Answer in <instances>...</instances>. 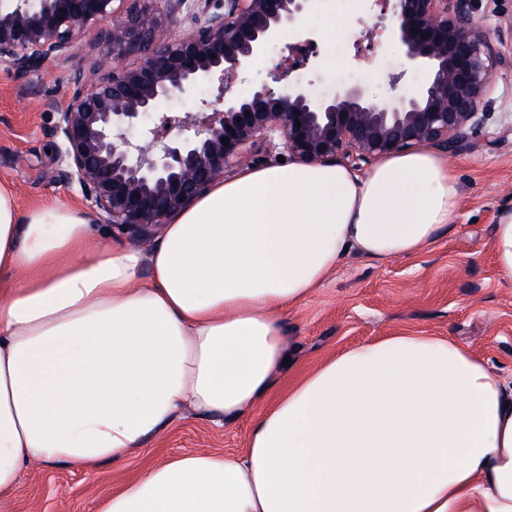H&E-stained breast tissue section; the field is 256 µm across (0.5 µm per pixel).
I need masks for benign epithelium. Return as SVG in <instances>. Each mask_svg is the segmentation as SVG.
I'll return each mask as SVG.
<instances>
[{
	"label": "benign epithelium",
	"instance_id": "obj_1",
	"mask_svg": "<svg viewBox=\"0 0 512 512\" xmlns=\"http://www.w3.org/2000/svg\"><path fill=\"white\" fill-rule=\"evenodd\" d=\"M165 2L164 10L155 3ZM498 0H374L364 38L380 33L423 75L416 94L378 100L359 85L315 93L313 81L278 62L248 94L232 91L240 68L285 36L301 34L315 0H0V63L19 76L66 60L79 36L105 25L92 79L67 78L68 100L51 104L58 178L77 187L89 214L144 240L242 164L254 147L314 165H357L393 152L435 146L453 152L484 127L499 75L512 73V26L489 34L477 3ZM186 32L176 35L170 24ZM362 38V39H364ZM357 38L354 45L362 43ZM144 53L136 65L125 63ZM210 86L190 112L161 101Z\"/></svg>",
	"mask_w": 512,
	"mask_h": 512
}]
</instances>
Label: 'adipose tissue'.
Returning <instances> with one entry per match:
<instances>
[{
    "label": "adipose tissue",
    "instance_id": "1",
    "mask_svg": "<svg viewBox=\"0 0 512 512\" xmlns=\"http://www.w3.org/2000/svg\"><path fill=\"white\" fill-rule=\"evenodd\" d=\"M460 190L419 149L215 183L150 248L0 184V503L25 471L120 463L175 419L247 417L245 448L152 466L98 512H512V383L454 340L384 336L298 370L282 314L349 253L409 257Z\"/></svg>",
    "mask_w": 512,
    "mask_h": 512
}]
</instances>
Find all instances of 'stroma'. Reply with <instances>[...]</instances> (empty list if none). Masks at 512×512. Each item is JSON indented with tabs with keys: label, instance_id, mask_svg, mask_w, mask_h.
I'll use <instances>...</instances> for the list:
<instances>
[{
	"label": "stroma",
	"instance_id": "35a3bbf8",
	"mask_svg": "<svg viewBox=\"0 0 512 512\" xmlns=\"http://www.w3.org/2000/svg\"><path fill=\"white\" fill-rule=\"evenodd\" d=\"M368 12L367 0H318L306 16L318 56L316 67L300 75L318 74L316 90L357 83L374 98L391 96L389 78L402 67L401 52L380 43L370 51L353 45L357 20ZM331 17L338 20L333 31ZM98 41V27L88 28L71 58L45 64L30 79L0 65V182L12 186L20 210L83 204L57 178L55 115L47 103L64 101L70 72L91 70ZM491 99L487 128L448 158L461 189L455 227L411 258L375 263L346 255L321 288L282 316L296 363L312 366L382 336L424 332L453 337L486 360L495 376L512 380V280L497 271L492 231L499 216L512 210V74L499 80ZM249 427L242 418L217 429L189 414L124 462L92 470L60 462L38 466L22 474L10 512H96L100 499L165 457L196 449L239 451Z\"/></svg>",
	"mask_w": 512,
	"mask_h": 512
}]
</instances>
